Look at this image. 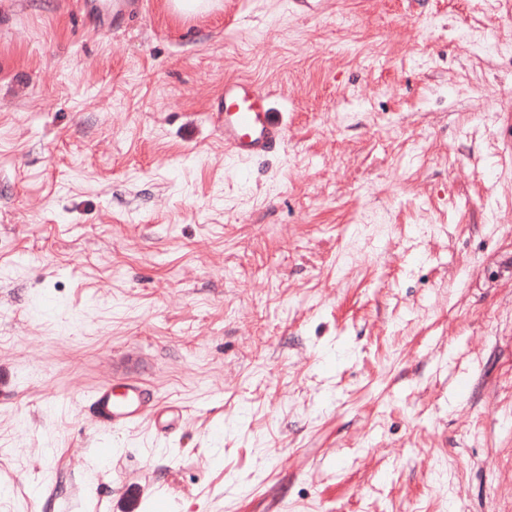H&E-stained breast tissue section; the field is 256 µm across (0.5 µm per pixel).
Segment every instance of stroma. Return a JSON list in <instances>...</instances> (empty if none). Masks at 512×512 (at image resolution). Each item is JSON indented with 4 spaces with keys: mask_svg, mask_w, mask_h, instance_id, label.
I'll list each match as a JSON object with an SVG mask.
<instances>
[{
    "mask_svg": "<svg viewBox=\"0 0 512 512\" xmlns=\"http://www.w3.org/2000/svg\"><path fill=\"white\" fill-rule=\"evenodd\" d=\"M220 2L0 0V512H512V0ZM224 129V147L241 163H251L284 141L282 128L266 107V96L251 82L224 83V102L217 112ZM90 400L98 415L109 422L112 430H130L139 427L145 418V409L150 405L147 395L135 385H127L122 397L117 398L109 385L98 387ZM154 425L165 436L176 428L182 419V410L174 405L155 402L150 405Z\"/></svg>",
    "mask_w": 512,
    "mask_h": 512,
    "instance_id": "stroma-1",
    "label": "stroma"
}]
</instances>
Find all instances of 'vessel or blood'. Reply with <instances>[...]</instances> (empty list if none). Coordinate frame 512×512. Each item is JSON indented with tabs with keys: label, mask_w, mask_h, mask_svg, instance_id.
I'll list each match as a JSON object with an SVG mask.
<instances>
[{
	"label": "vessel or blood",
	"mask_w": 512,
	"mask_h": 512,
	"mask_svg": "<svg viewBox=\"0 0 512 512\" xmlns=\"http://www.w3.org/2000/svg\"><path fill=\"white\" fill-rule=\"evenodd\" d=\"M219 118L224 146L241 163L253 162L272 152L285 138L266 107L265 95L246 80L225 82ZM90 400L98 415L115 430L137 428L149 415L157 431L164 435L176 428L182 418L180 407L149 403L144 391L135 385L126 386L120 397L115 396L111 386L103 385L91 394Z\"/></svg>",
	"instance_id": "vessel-or-blood-1"
}]
</instances>
